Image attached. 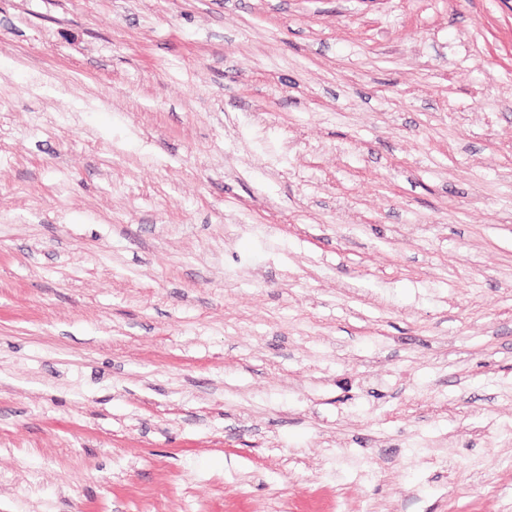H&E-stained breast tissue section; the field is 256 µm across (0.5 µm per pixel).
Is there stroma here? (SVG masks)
Instances as JSON below:
<instances>
[{
  "label": "stroma",
  "mask_w": 512,
  "mask_h": 512,
  "mask_svg": "<svg viewBox=\"0 0 512 512\" xmlns=\"http://www.w3.org/2000/svg\"><path fill=\"white\" fill-rule=\"evenodd\" d=\"M0 512H512V0H0Z\"/></svg>",
  "instance_id": "stroma-1"
}]
</instances>
